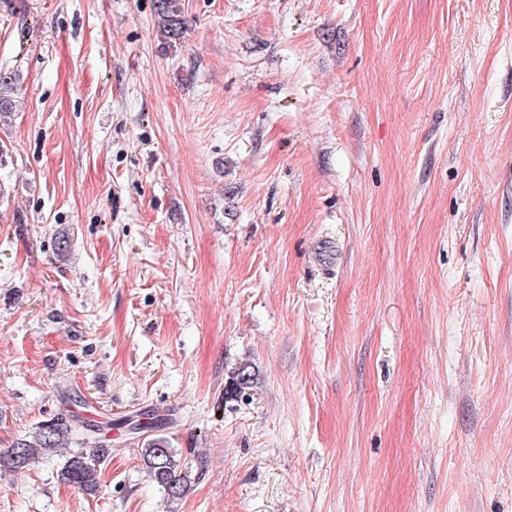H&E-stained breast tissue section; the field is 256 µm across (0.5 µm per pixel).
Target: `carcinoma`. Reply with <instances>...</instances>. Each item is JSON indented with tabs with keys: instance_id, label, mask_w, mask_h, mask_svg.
Instances as JSON below:
<instances>
[{
	"instance_id": "obj_1",
	"label": "carcinoma",
	"mask_w": 512,
	"mask_h": 512,
	"mask_svg": "<svg viewBox=\"0 0 512 512\" xmlns=\"http://www.w3.org/2000/svg\"><path fill=\"white\" fill-rule=\"evenodd\" d=\"M155 9L161 34L167 38H178L184 24L179 0H156ZM18 80L16 74L0 70V119L17 108ZM255 384L256 374L250 365L243 364L232 371L225 393L231 398H238ZM73 443L78 444L80 450L68 458L60 472V479L76 488L93 491L98 485V467L106 449L99 445L92 424L85 421L74 426L60 419L39 427L30 438L21 439L0 452V472L29 469ZM89 446L93 447L91 453L85 452ZM141 456L149 474L167 490L169 496L174 498L181 495L187 479L182 476L177 453L169 447L167 441L162 438L149 440L141 449Z\"/></svg>"
}]
</instances>
